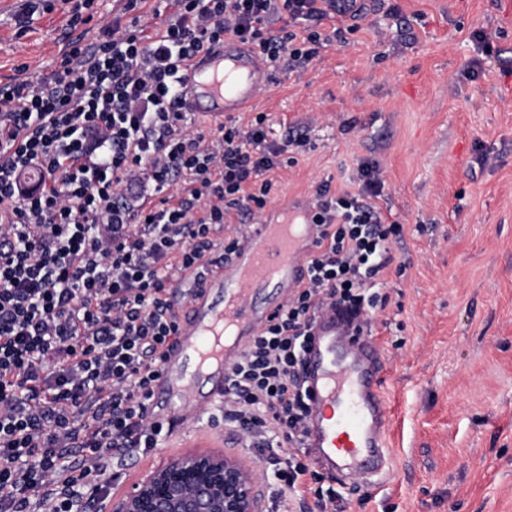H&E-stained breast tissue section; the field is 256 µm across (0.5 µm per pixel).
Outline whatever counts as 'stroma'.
Listing matches in <instances>:
<instances>
[{
	"instance_id": "obj_1",
	"label": "stroma",
	"mask_w": 512,
	"mask_h": 512,
	"mask_svg": "<svg viewBox=\"0 0 512 512\" xmlns=\"http://www.w3.org/2000/svg\"><path fill=\"white\" fill-rule=\"evenodd\" d=\"M329 18L326 42L301 73L273 72L255 110L274 139L301 130L310 148L270 172L267 203L313 200L316 187L355 191L378 163L377 204L403 226L389 273L398 305L375 315L390 409L393 476L338 485V512H512V0H358ZM69 5L28 13L0 0V87L58 70ZM489 34L480 55L475 30ZM480 68L468 71L472 59ZM266 468L288 447H247L221 407L178 441L116 458L112 491L189 451Z\"/></svg>"
}]
</instances>
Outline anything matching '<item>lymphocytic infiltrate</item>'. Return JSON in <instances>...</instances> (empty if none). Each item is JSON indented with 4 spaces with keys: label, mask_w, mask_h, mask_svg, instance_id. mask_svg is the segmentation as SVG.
Segmentation results:
<instances>
[{
    "label": "lymphocytic infiltrate",
    "mask_w": 512,
    "mask_h": 512,
    "mask_svg": "<svg viewBox=\"0 0 512 512\" xmlns=\"http://www.w3.org/2000/svg\"><path fill=\"white\" fill-rule=\"evenodd\" d=\"M167 3L154 38L127 0L130 21L113 20L91 46L71 39L58 70L0 97V512H79L84 497L109 495L113 452L156 447L164 426L148 411L150 386L179 324L168 293L215 247L247 243L268 172L309 143L274 140L264 113L191 132L183 70L226 38L250 43L269 69L303 68L319 25L356 0ZM282 19L289 30L275 29ZM355 180L339 195L318 185L306 278L224 386L226 424L255 447H290L271 471L275 506L311 494L317 512H336L337 493L301 452L314 316L332 303L368 325L391 302L385 275L403 227L375 204L379 165H359Z\"/></svg>",
    "instance_id": "lymphocytic-infiltrate-1"
}]
</instances>
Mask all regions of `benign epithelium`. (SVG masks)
<instances>
[{
	"label": "benign epithelium",
	"instance_id": "obj_1",
	"mask_svg": "<svg viewBox=\"0 0 512 512\" xmlns=\"http://www.w3.org/2000/svg\"><path fill=\"white\" fill-rule=\"evenodd\" d=\"M260 478L231 455L191 453L156 468L100 512H261Z\"/></svg>",
	"mask_w": 512,
	"mask_h": 512
}]
</instances>
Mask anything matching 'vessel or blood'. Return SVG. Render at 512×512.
I'll return each instance as SVG.
<instances>
[{
    "instance_id": "b4317fda",
    "label": "vessel or blood",
    "mask_w": 512,
    "mask_h": 512,
    "mask_svg": "<svg viewBox=\"0 0 512 512\" xmlns=\"http://www.w3.org/2000/svg\"><path fill=\"white\" fill-rule=\"evenodd\" d=\"M269 71L252 46L212 44L181 75L186 111L221 122L248 109L268 86ZM275 221L251 225L247 244L215 255L184 275L180 327L151 384L149 412L172 430L199 421L224 397V379L244 346L284 306L306 275L314 246L311 204L276 207ZM315 341L303 356L302 381L312 399L304 446L338 482L378 480L389 471V408L381 392V353L336 308L320 312Z\"/></svg>"
}]
</instances>
